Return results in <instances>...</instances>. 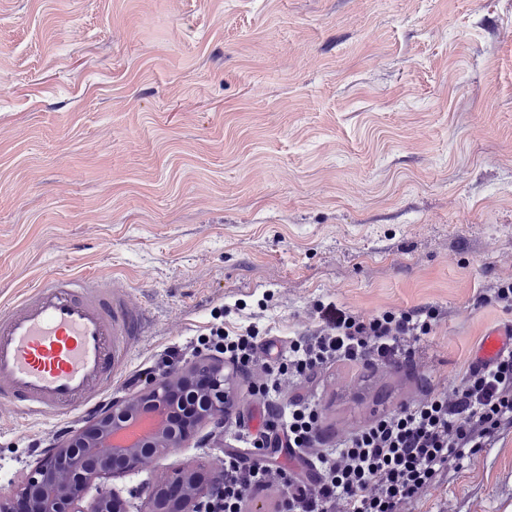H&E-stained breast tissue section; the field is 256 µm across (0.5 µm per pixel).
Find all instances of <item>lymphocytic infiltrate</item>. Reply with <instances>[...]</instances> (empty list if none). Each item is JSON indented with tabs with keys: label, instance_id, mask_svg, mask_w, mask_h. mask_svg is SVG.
Segmentation results:
<instances>
[{
	"label": "lymphocytic infiltrate",
	"instance_id": "obj_1",
	"mask_svg": "<svg viewBox=\"0 0 512 512\" xmlns=\"http://www.w3.org/2000/svg\"><path fill=\"white\" fill-rule=\"evenodd\" d=\"M319 326L293 341L287 355L260 363V331L212 328L207 341L248 371L263 366L265 378L249 391L265 409L262 426L246 443L259 459L245 464L224 457V483L208 512H244L248 497L276 488L275 512H407V507L458 471L483 449L512 431V347L472 365L444 393H428L351 434L336 448L309 456L306 472L264 464L273 453L288 456L313 447L320 412L308 401L282 402L281 380H309L339 362L410 366L417 344L426 339L440 311L433 306L361 315L335 306L316 309Z\"/></svg>",
	"mask_w": 512,
	"mask_h": 512
}]
</instances>
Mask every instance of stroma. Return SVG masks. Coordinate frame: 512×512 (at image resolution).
Listing matches in <instances>:
<instances>
[{
    "instance_id": "1",
    "label": "stroma",
    "mask_w": 512,
    "mask_h": 512,
    "mask_svg": "<svg viewBox=\"0 0 512 512\" xmlns=\"http://www.w3.org/2000/svg\"><path fill=\"white\" fill-rule=\"evenodd\" d=\"M61 273L146 316L101 405L214 324L280 352L329 302L441 318L414 368L288 385L316 450L447 390L512 327L477 303L512 277V0H0V305ZM90 418L0 404V490ZM228 451L253 456L205 424L115 487ZM408 512H512V434Z\"/></svg>"
}]
</instances>
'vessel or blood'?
<instances>
[{"mask_svg": "<svg viewBox=\"0 0 512 512\" xmlns=\"http://www.w3.org/2000/svg\"><path fill=\"white\" fill-rule=\"evenodd\" d=\"M143 314L105 275H63L0 307V402L25 415L89 409L117 376Z\"/></svg>", "mask_w": 512, "mask_h": 512, "instance_id": "1", "label": "vessel or blood"}]
</instances>
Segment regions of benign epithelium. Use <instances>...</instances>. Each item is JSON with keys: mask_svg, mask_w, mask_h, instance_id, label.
Here are the masks:
<instances>
[{"mask_svg": "<svg viewBox=\"0 0 512 512\" xmlns=\"http://www.w3.org/2000/svg\"><path fill=\"white\" fill-rule=\"evenodd\" d=\"M237 369L210 356L144 379L132 393L112 397L88 426L45 454L15 493L0 492V512H129L117 491H103L87 507L85 496L95 480L117 481L148 470L154 461L176 451L200 423H224L237 395ZM198 403V417L175 423L177 401ZM223 471L213 470L201 482L197 467L185 465L154 480L141 512H204V505Z\"/></svg>", "mask_w": 512, "mask_h": 512, "instance_id": "benign-epithelium-1", "label": "benign epithelium"}]
</instances>
